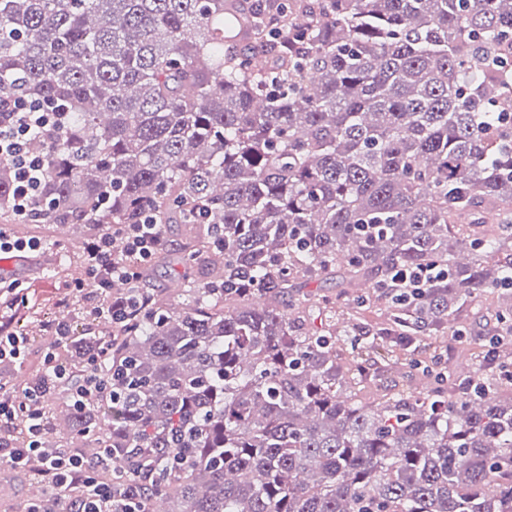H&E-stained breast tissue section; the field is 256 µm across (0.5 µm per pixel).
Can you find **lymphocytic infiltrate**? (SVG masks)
I'll list each match as a JSON object with an SVG mask.
<instances>
[{"instance_id": "obj_1", "label": "lymphocytic infiltrate", "mask_w": 512, "mask_h": 512, "mask_svg": "<svg viewBox=\"0 0 512 512\" xmlns=\"http://www.w3.org/2000/svg\"><path fill=\"white\" fill-rule=\"evenodd\" d=\"M63 119L61 107L47 111L37 101L0 93V160L13 165V207L19 215H31L43 170L42 159L26 154L25 144L29 138L59 131ZM160 244L159 227L150 222L109 226L87 243L86 277L71 283V294H81L86 281H93L97 293L87 302L91 318L117 325L127 322L146 306L147 299L136 284L141 279V268L150 262ZM117 281L128 285L127 293L113 294L112 285ZM43 329L53 348L45 354L41 384L26 389L24 396L14 398L9 394L10 383H0V463L18 467L28 458L36 457L41 462L39 477L53 492H64L73 485L83 487L82 497L68 503V512H146L143 484L132 480L120 486L103 484L95 468L87 465L78 454L43 446L42 403L47 397L66 394L74 408L81 410L103 391L97 374L102 355L89 357L78 384L73 383L72 373L55 356V347L68 342L71 336L70 318L62 316L46 321ZM21 416L26 419L27 437L17 443L12 438L11 425Z\"/></svg>"}]
</instances>
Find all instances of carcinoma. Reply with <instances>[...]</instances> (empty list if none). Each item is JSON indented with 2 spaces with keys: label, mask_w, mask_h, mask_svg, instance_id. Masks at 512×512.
<instances>
[{
  "label": "carcinoma",
  "mask_w": 512,
  "mask_h": 512,
  "mask_svg": "<svg viewBox=\"0 0 512 512\" xmlns=\"http://www.w3.org/2000/svg\"><path fill=\"white\" fill-rule=\"evenodd\" d=\"M6 86L69 107L27 144L40 221L188 225L184 303L153 290L58 349H108V405L56 399L46 447L150 476L148 510L512 512V305L463 375L398 336L512 301V0H0ZM12 182L0 160L6 213ZM421 264L447 274L385 287ZM333 275L395 311L428 394L357 400L379 337L307 321L336 296L298 288Z\"/></svg>",
  "instance_id": "carcinoma-1"
}]
</instances>
